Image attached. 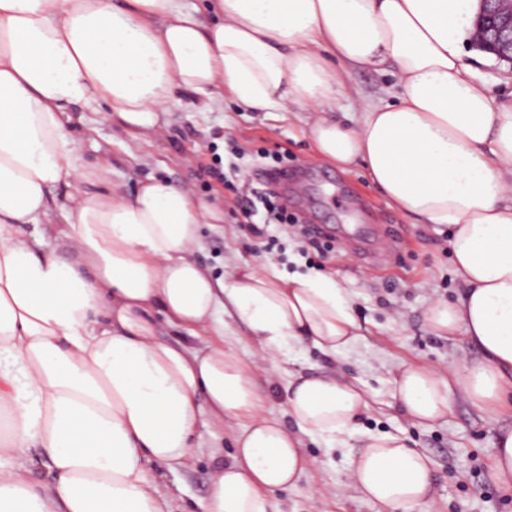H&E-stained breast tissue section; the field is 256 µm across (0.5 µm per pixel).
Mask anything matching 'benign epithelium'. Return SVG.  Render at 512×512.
<instances>
[{
    "label": "benign epithelium",
    "mask_w": 512,
    "mask_h": 512,
    "mask_svg": "<svg viewBox=\"0 0 512 512\" xmlns=\"http://www.w3.org/2000/svg\"><path fill=\"white\" fill-rule=\"evenodd\" d=\"M474 19L476 47L501 62L512 63V0H480Z\"/></svg>",
    "instance_id": "obj_1"
}]
</instances>
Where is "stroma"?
Segmentation results:
<instances>
[{"label": "stroma", "mask_w": 512, "mask_h": 512, "mask_svg": "<svg viewBox=\"0 0 512 512\" xmlns=\"http://www.w3.org/2000/svg\"><path fill=\"white\" fill-rule=\"evenodd\" d=\"M469 62L498 98L512 97V65L477 49ZM390 85L388 75L351 69L335 117L360 111L362 100L384 98ZM69 114L85 164L93 170L108 165L113 182L123 190L133 191L153 177L190 184L197 195L223 207V223L203 225V248L193 255L214 277H222L229 265L269 256L282 270L332 273L348 288L363 330L354 346L336 358L301 344L294 355L280 354L268 362L256 354L244 327L230 325L224 343L252 367L266 411L281 415L286 410L284 382L272 363H294L303 374L336 372L358 379L375 397L360 429L404 430L414 447L432 459L433 496L425 512H512V494L503 493L486 469L495 429L499 421L512 418V409L480 410L461 397L447 421L423 428L387 405V381L403 365L422 363L447 375L452 366L476 356L462 339L437 335L427 320L434 299L456 300L462 288L448 251L449 227L420 224L398 211L367 180L362 166L344 171L326 162L304 137L306 113L299 109L258 111L228 98L221 111L195 112L174 103L160 136L132 135L106 113L79 106ZM259 148L265 157H256ZM216 155L223 164H236L249 182L277 161L289 173H302V182L288 184L294 228L282 230L260 214L254 223L263 234L255 236L235 207L234 191L208 183L201 170ZM311 227L330 237L329 251L304 248ZM305 453L308 473L295 490L271 496L274 512H379L348 479L351 449L325 448L309 440ZM214 465L205 448L186 467L166 474L161 489L175 512H196L209 493Z\"/></svg>", "instance_id": "1"}]
</instances>
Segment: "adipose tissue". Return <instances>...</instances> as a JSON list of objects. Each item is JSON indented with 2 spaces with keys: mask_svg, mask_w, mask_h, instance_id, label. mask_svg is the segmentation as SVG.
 <instances>
[{
  "mask_svg": "<svg viewBox=\"0 0 512 512\" xmlns=\"http://www.w3.org/2000/svg\"><path fill=\"white\" fill-rule=\"evenodd\" d=\"M479 0H0V512H171L162 470L220 448L203 512H268L310 460L304 438L346 444L372 408L354 379L285 378L286 418L266 414L251 369L222 338L243 325L275 356L301 342L339 356L361 326L332 274L244 262L213 278L192 260L201 227L224 214L183 185L132 193L85 164L67 113L106 112L151 132L177 93L213 111L312 107L319 155L362 165L393 205L451 227L463 288L434 300L441 336L478 352L456 382L401 369L389 397L415 425L512 399V98L495 101L465 64ZM388 73L394 100L331 116L346 67ZM50 224L76 256L45 255L25 225ZM181 332L160 335L159 323ZM42 463L52 484L32 479ZM488 475L512 492V422L493 438ZM383 512H422L432 462L405 432L365 435L349 462Z\"/></svg>",
  "mask_w": 512,
  "mask_h": 512,
  "instance_id": "1",
  "label": "adipose tissue"
}]
</instances>
